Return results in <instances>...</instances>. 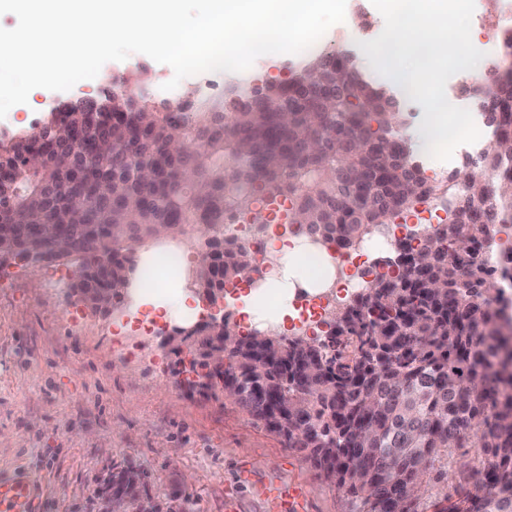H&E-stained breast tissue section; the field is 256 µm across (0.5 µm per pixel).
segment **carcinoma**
I'll return each instance as SVG.
<instances>
[{
    "label": "carcinoma",
    "mask_w": 512,
    "mask_h": 512,
    "mask_svg": "<svg viewBox=\"0 0 512 512\" xmlns=\"http://www.w3.org/2000/svg\"><path fill=\"white\" fill-rule=\"evenodd\" d=\"M132 73L112 91V111L96 121L88 112L48 116L30 131L0 137V234L19 256L38 250L74 261L73 287L93 298L122 295L136 252L150 246L158 228L171 239L186 226L208 225L212 250L200 255L185 281L212 293L224 290L254 265L249 251L224 246V221L248 216L261 227L262 198L291 200L288 223L308 224L323 242L349 247L381 224L410 213L425 199L448 204L447 230L423 239L414 250L408 235L398 240L394 275L375 278L348 305L351 315L336 329L335 342L320 355L322 339L276 345L263 332H240L224 321L216 333L187 339L193 357L229 349L224 375L236 377L235 402L263 423L268 396L291 410L277 435L307 454L325 478L346 494L348 512H512V346L501 320L512 296L498 288L512 277V255L496 266L478 260L488 224H512V62L493 63L472 90L493 111L498 149L471 162L469 180L479 215L456 211L452 178L433 180L415 166L400 142L396 104L382 85L349 70L336 83V56H317L253 111L224 98L201 99L185 92L162 108L126 95ZM357 111L386 133L393 151L356 144L350 114ZM112 142L118 153L95 162L109 189L80 202L73 169L88 162L71 140L75 126ZM238 131L260 159L240 156ZM373 176L367 200L350 199L348 173ZM424 262L422 281L410 260ZM108 256L98 262L96 256ZM483 449L474 484L465 475L451 495L448 449ZM141 473L126 467L112 474V495L126 497L139 512H158L142 494Z\"/></svg>",
    "instance_id": "carcinoma-1"
}]
</instances>
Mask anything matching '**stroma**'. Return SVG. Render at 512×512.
<instances>
[{
	"label": "stroma",
	"instance_id": "stroma-1",
	"mask_svg": "<svg viewBox=\"0 0 512 512\" xmlns=\"http://www.w3.org/2000/svg\"><path fill=\"white\" fill-rule=\"evenodd\" d=\"M489 0H475L482 25L478 39L486 59H495L512 15L491 17ZM354 26L333 25L307 51L258 57L246 75L252 86L290 81L293 64L320 53H350L362 75L374 70L358 44L376 38L384 20L371 0H346ZM146 76V98L167 101L163 85L170 66L143 54L106 63L98 76L64 92L39 90L32 102L12 107L0 131L27 128L57 104L100 98L115 78ZM471 78L462 72L446 83L448 101L468 109L481 136L460 145L442 162L424 151L419 124L423 109L400 86L392 94L405 123L400 132L414 145L413 159L426 175L447 176L490 138L485 112L474 101ZM66 262H15L0 269V469L21 466L44 483V512H103L101 490L116 468L139 470L155 501L173 512H224V494L235 491L239 512H273L260 494L278 479L304 484L306 512H347V500L309 461L217 391L190 392L176 374L178 357L162 343L174 325H191L209 311L201 306L179 321L145 322L133 313L112 315L72 305ZM58 288H51V281ZM122 342L123 356L112 350ZM250 468V485H238V472Z\"/></svg>",
	"mask_w": 512,
	"mask_h": 512
}]
</instances>
